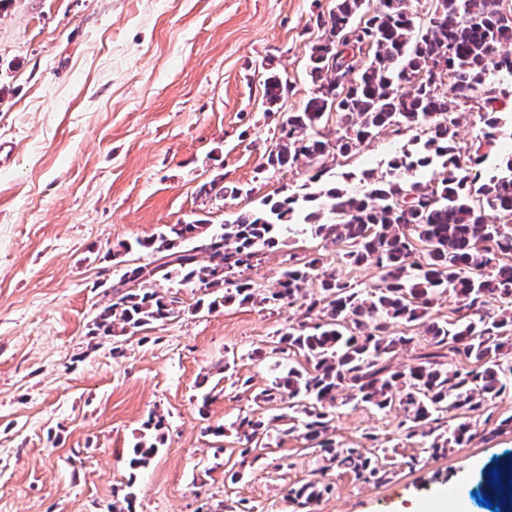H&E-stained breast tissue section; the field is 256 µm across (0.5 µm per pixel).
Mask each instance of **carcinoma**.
I'll use <instances>...</instances> for the list:
<instances>
[{
  "mask_svg": "<svg viewBox=\"0 0 512 512\" xmlns=\"http://www.w3.org/2000/svg\"><path fill=\"white\" fill-rule=\"evenodd\" d=\"M335 0L328 16L316 18L324 37L308 50L311 95L290 112L279 137L263 155L271 169L303 159L318 191L267 198L223 227L209 231L205 219L172 224L149 242L168 261L150 271L137 266L110 285L112 303L98 314L96 328L106 336H125L177 317L180 300L151 284L180 279L223 289L239 303H272L302 309L303 320L289 326L271 353L301 357L264 402L276 407L282 433H299L321 455L320 474L336 470L357 480H384L393 464L385 453L340 448L333 439L336 399L387 411L397 404L404 419L398 428L420 436L422 452L432 456L461 447L472 438L471 418L512 391V155L482 173L486 155L462 166L457 156L459 103L484 96L485 143L500 133L498 104L512 103V7L504 0H435L433 16L416 24L413 0ZM367 53L358 77L355 58ZM452 79L453 99L440 92ZM287 82L274 70L263 80L268 109L278 107ZM336 113L338 136L321 131ZM426 126L429 133L414 150L389 163L394 179L362 194L327 185V159L347 154L382 130L397 134ZM211 200L236 197L243 189L214 179L201 188ZM505 224L490 223L485 211ZM300 219L336 250L346 267L368 263L380 269L379 282L355 287L334 270L317 268L319 259L295 263L274 287L260 289L229 274L251 267L263 251L282 244V227ZM187 240L196 246L186 249ZM142 287H126L130 281ZM317 282V292L306 293ZM455 301L452 316L441 320L433 309L443 295ZM403 330L397 332L395 327ZM412 349L413 361L400 368L393 359ZM453 412L447 432L438 425ZM270 427L242 418L239 449ZM156 452L140 441L130 461L143 466ZM329 486L318 478L288 489L292 512H314Z\"/></svg>",
  "mask_w": 512,
  "mask_h": 512,
  "instance_id": "1",
  "label": "carcinoma"
}]
</instances>
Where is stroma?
I'll return each mask as SVG.
<instances>
[{"label": "stroma", "instance_id": "obj_1", "mask_svg": "<svg viewBox=\"0 0 512 512\" xmlns=\"http://www.w3.org/2000/svg\"><path fill=\"white\" fill-rule=\"evenodd\" d=\"M334 0H0V512H109L133 493L132 512H291L287 490L316 458L295 436L262 438L242 456L234 422L271 419L261 396L295 358L273 353L287 315L223 291L157 282L177 294L176 318L119 337L95 334L110 285L157 254L165 226L203 217L221 231L242 209L281 191L309 192L308 168L261 169L286 113L311 94L309 46ZM288 81L268 111L263 74ZM426 127L380 131L330 178L364 191L391 179L394 153ZM237 198L204 201L216 178ZM130 252L113 256L118 242ZM320 258L356 287L376 267L348 269L311 234L263 252L244 278L270 288L289 253ZM466 445L429 457L399 429L400 409L336 410L340 447L388 449L391 479L364 483L331 471L315 512H401L459 487L467 512H512L495 494L512 466V394ZM162 417L157 453L129 465L149 417ZM222 425L223 437L211 434ZM480 490L488 505L471 492Z\"/></svg>", "mask_w": 512, "mask_h": 512}]
</instances>
